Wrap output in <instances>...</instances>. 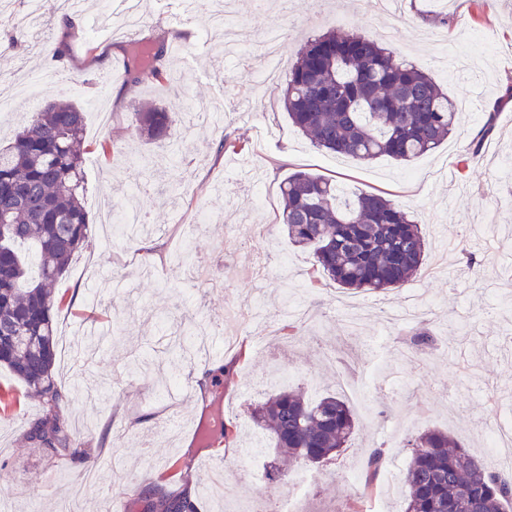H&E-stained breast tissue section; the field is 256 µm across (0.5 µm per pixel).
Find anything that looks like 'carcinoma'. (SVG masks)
<instances>
[{"instance_id":"obj_1","label":"carcinoma","mask_w":512,"mask_h":512,"mask_svg":"<svg viewBox=\"0 0 512 512\" xmlns=\"http://www.w3.org/2000/svg\"><path fill=\"white\" fill-rule=\"evenodd\" d=\"M28 34L22 23L0 40V53L15 50ZM124 69L132 84L166 78L163 47L131 42ZM288 119L311 137L319 150L358 161L390 157L410 162L437 149L455 128L458 106L428 73L400 62L377 41L335 30L309 40L288 70L284 93ZM132 131L166 143L174 113L160 106L133 108ZM496 113L485 116L472 150L495 127ZM85 113L70 99H54L33 114L13 142L0 148V364L33 392L41 416L26 432L27 441L52 456H95L71 431L66 408L75 406L73 387L55 373V309L62 300L55 285L89 239L81 143ZM280 222L288 238L312 253L318 273L346 290L386 292L402 288L425 269L426 240L410 211L385 196L361 191L349 197L338 183L297 170L280 185ZM410 344H434L421 324ZM274 448L290 466L320 465L347 445L357 419L336 394L316 400L284 390L251 412ZM237 427L223 420L205 433L202 447H228ZM412 449L403 481V512H509L512 474L495 473L454 436L428 429L405 441ZM384 450L371 454L364 489L373 486ZM143 512H193L182 495L157 488L140 492Z\"/></svg>"}]
</instances>
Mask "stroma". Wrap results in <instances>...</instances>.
I'll list each match as a JSON object with an SVG mask.
<instances>
[{"mask_svg":"<svg viewBox=\"0 0 512 512\" xmlns=\"http://www.w3.org/2000/svg\"><path fill=\"white\" fill-rule=\"evenodd\" d=\"M108 0H85L80 26L34 30L29 45L0 56V92L26 79H40V100L70 98L85 114V206L93 222L79 257L58 283L64 304L56 313L57 365L70 378L68 348L83 326L96 324L94 348L79 356L94 366L97 392L87 395L82 423L72 430L100 458L121 455L122 467L108 469L103 483L124 495L126 512H141L140 490L161 484L192 489L196 512H219L204 492L188 458L222 466L228 512L277 507L288 484L265 474L276 458L270 437L260 434L249 412L265 393L290 387L315 399L340 392L343 363L374 391L371 412L357 411V431L336 458L313 467L316 482L303 498V512H335L362 498L363 512L378 504L393 508L406 493L374 486L363 493L358 481L373 445L395 441L388 465L406 470L411 453L403 438L426 429L455 436L472 454L484 456L479 430L512 414L493 393L512 389L504 353L512 348V308L487 312L491 300L512 295V174L502 166L512 157V0H401L397 13L377 12L370 0H235L239 54L233 79L222 83L224 56L210 31L207 11L184 25L182 0H141L146 24L135 35L101 41L89 35ZM384 42L397 56L432 75L452 99L468 98L458 129L431 153L409 163L387 157L359 162L316 149L288 119L283 93L287 71L308 38L331 28ZM282 31L277 79L256 88L254 77L267 66L259 31ZM171 48L163 82L133 85L124 79L131 39ZM66 43L55 61L45 42ZM80 74L81 85L61 84L58 71ZM175 112L173 150L133 137L132 101ZM496 127L477 160L471 140L486 112ZM239 141L217 153L222 137ZM108 151H101L102 141ZM308 170L336 179L347 192L381 191L412 211L428 245L427 267H436L440 235L456 239L451 270L422 276L410 286L379 295L353 293L329 281H313L311 253L294 246L283 224L280 184L288 174ZM136 206L147 214V251L125 240L105 243L100 213ZM189 225L201 268L176 262L179 225ZM252 226L248 240L233 228ZM481 263L480 276L464 269L463 254ZM266 258L269 274L253 281L251 264ZM127 282L112 290L113 278ZM429 299L430 328L442 336L441 352L421 364H405L394 350L397 334L387 331L376 308L405 305L411 291ZM301 300L312 313L293 343L273 337L289 323L285 297ZM224 331L230 344L207 358L185 359L182 383L170 385V345L190 335L193 323ZM245 357H238V349ZM221 378L224 417L236 424L232 446L198 447L196 420L211 399L213 378ZM0 430L10 445L0 449V495L10 512H57L58 502L81 485L80 512H105L97 486L82 482L83 466L56 462L28 445L26 424L40 403L5 367H0ZM263 392V393H264ZM57 479L45 489L46 472Z\"/></svg>","mask_w":512,"mask_h":512,"instance_id":"35a3bbf8","label":"stroma"}]
</instances>
